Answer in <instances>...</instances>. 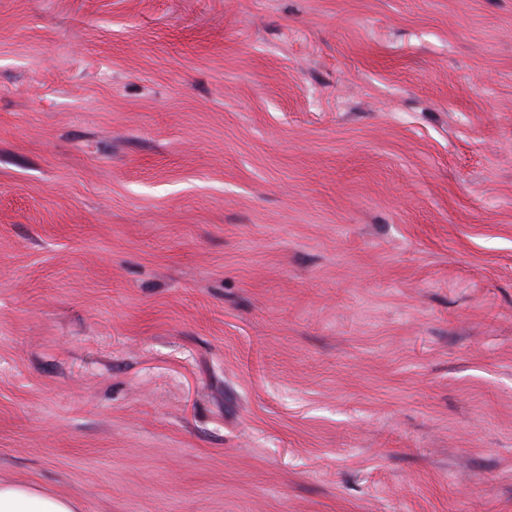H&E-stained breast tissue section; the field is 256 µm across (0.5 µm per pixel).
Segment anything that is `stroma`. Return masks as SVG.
<instances>
[{
    "label": "stroma",
    "mask_w": 512,
    "mask_h": 512,
    "mask_svg": "<svg viewBox=\"0 0 512 512\" xmlns=\"http://www.w3.org/2000/svg\"><path fill=\"white\" fill-rule=\"evenodd\" d=\"M0 482L512 512V0H0Z\"/></svg>",
    "instance_id": "35a3bbf8"
}]
</instances>
